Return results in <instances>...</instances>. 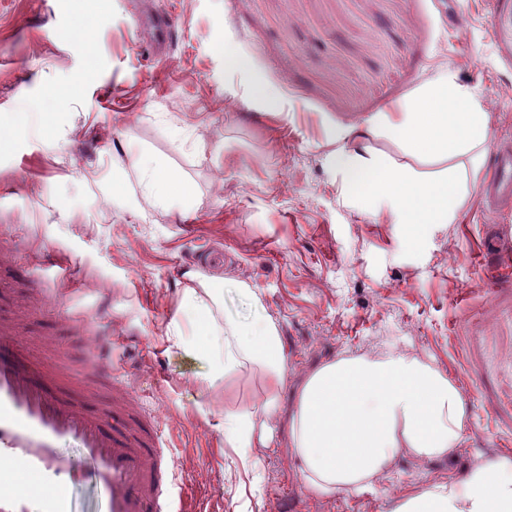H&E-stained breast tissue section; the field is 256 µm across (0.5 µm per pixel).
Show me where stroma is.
<instances>
[{"mask_svg":"<svg viewBox=\"0 0 512 512\" xmlns=\"http://www.w3.org/2000/svg\"><path fill=\"white\" fill-rule=\"evenodd\" d=\"M181 24L164 56L138 29L139 0H0V320L43 372L75 386L99 349L163 422L179 480L201 512H392L413 488L512 456V198L480 190L512 151V0H151ZM487 104L484 164L455 223L419 238L348 192L335 131L390 111L439 72ZM150 157L192 197L153 204ZM122 183L117 196L112 186ZM70 268L63 296L54 261ZM189 266L261 294L288 355L283 406L343 354L397 350L462 391L453 461L397 460L375 489L314 496L284 431L241 459L227 411L259 405L246 371L208 366L168 326Z\"/></svg>","mask_w":512,"mask_h":512,"instance_id":"stroma-1","label":"stroma"}]
</instances>
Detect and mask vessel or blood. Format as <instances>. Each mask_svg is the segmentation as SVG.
<instances>
[{"mask_svg": "<svg viewBox=\"0 0 512 512\" xmlns=\"http://www.w3.org/2000/svg\"><path fill=\"white\" fill-rule=\"evenodd\" d=\"M487 189L512 196V156L499 157ZM93 370L112 387L111 415L99 396L70 389L58 372H35L0 322V512H74L75 489L87 481L105 494L108 512H193L159 423L111 367ZM62 446L81 449L82 466L60 460Z\"/></svg>", "mask_w": 512, "mask_h": 512, "instance_id": "1", "label": "vessel or blood"}]
</instances>
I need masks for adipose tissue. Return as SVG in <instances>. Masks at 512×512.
<instances>
[{
	"mask_svg": "<svg viewBox=\"0 0 512 512\" xmlns=\"http://www.w3.org/2000/svg\"><path fill=\"white\" fill-rule=\"evenodd\" d=\"M488 109L467 86L444 72L422 85L394 111L367 119L337 137L353 136L356 148L338 149L334 160L351 193L374 204L384 199L404 224H452L466 199L468 180L477 179L485 154ZM385 133L410 157L401 164L364 147L366 136ZM465 155L468 167L451 165ZM441 164L418 172L414 161ZM177 303L208 340L191 349L210 363L208 384L248 369L259 370L265 396L259 407L224 417V445L240 457L268 445L271 418L285 414L288 439L306 483L318 497L372 489L402 456L454 459L462 444L468 411L460 388L445 372L411 354L385 352L338 356L311 369L284 411L280 388L288 369L279 328L259 292L241 280L213 287L192 275ZM235 293L249 309L247 319L224 315V296ZM393 512H512V457L475 463L458 482L415 488L399 498Z\"/></svg>",
	"mask_w": 512,
	"mask_h": 512,
	"instance_id": "adipose-tissue-1",
	"label": "adipose tissue"
}]
</instances>
